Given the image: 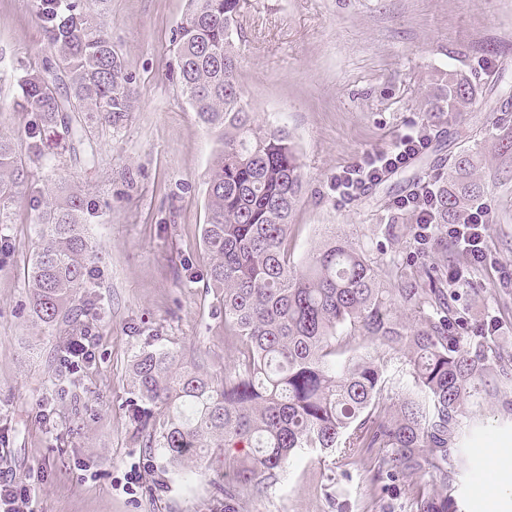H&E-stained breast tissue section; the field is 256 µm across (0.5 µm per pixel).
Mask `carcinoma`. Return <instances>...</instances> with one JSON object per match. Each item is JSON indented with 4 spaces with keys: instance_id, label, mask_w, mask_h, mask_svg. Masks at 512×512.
Instances as JSON below:
<instances>
[{
    "instance_id": "cac0c4a2",
    "label": "carcinoma",
    "mask_w": 512,
    "mask_h": 512,
    "mask_svg": "<svg viewBox=\"0 0 512 512\" xmlns=\"http://www.w3.org/2000/svg\"><path fill=\"white\" fill-rule=\"evenodd\" d=\"M242 2L190 0L173 70L200 123L221 141L208 171L202 242L207 287L233 330L230 364L215 378L167 348L137 355L130 408L142 446L161 449L175 467L203 469L224 457L232 476L224 512H238L243 495L261 492L265 477L304 449L336 452L354 467L366 448L384 450L372 481L399 491L408 512H459L451 491L465 464L464 420L512 384L501 331L487 332L493 319L476 320L460 304L479 300L484 288L474 281L452 288L441 269L412 256L392 262L395 278L385 281L377 258L336 235L301 264L291 261L290 220L305 181L288 130L256 124L240 92L232 32ZM36 12L51 58L19 80L14 104L30 113L25 157L0 132L1 224L61 113L118 126L135 103L126 61L92 23L86 0H36ZM479 95L466 77L448 75L422 125L436 112L474 111ZM478 162L464 150L434 181L433 223L462 224L481 204ZM89 204L67 186L45 200L27 269L32 321L62 326L69 337L82 332L73 303L93 277ZM399 354L410 383L392 414L384 394L396 385L385 370Z\"/></svg>"
}]
</instances>
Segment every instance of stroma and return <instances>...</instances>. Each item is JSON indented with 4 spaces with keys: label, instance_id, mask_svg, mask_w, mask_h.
I'll use <instances>...</instances> for the list:
<instances>
[{
    "label": "stroma",
    "instance_id": "35a3bbf8",
    "mask_svg": "<svg viewBox=\"0 0 512 512\" xmlns=\"http://www.w3.org/2000/svg\"><path fill=\"white\" fill-rule=\"evenodd\" d=\"M189 0H89L88 11L126 59L137 100L120 127L70 114L65 141L44 140L0 224L11 247L0 254V474L38 482L34 512H224V462L203 472L171 467L160 449L138 441L130 411L136 355L176 348L223 376L224 317L207 289L202 244L206 174L220 147L169 78L176 31ZM238 83L257 124L286 127L308 187L291 220L288 249L302 261L327 234L375 253L385 225L394 251L415 250L403 198L447 168L449 158L480 151L478 177L489 211L487 248L496 267L471 270L487 289L481 312L505 324L512 354V160L492 138L512 117V0H246L234 35ZM50 53L34 0H0V129L25 152L26 116L12 107L21 66ZM483 90L480 111L430 127L426 150L353 197L331 183L342 168L387 149L420 126L425 102L448 74ZM87 193L86 234L95 279L79 304L96 334L92 365L60 363L59 335L26 309L24 270L39 243L42 202L58 184ZM470 462L453 492L460 512H512L501 492L512 480V411L493 400L472 409ZM503 463L492 472L488 449ZM380 449L344 478L340 457L306 450L244 495L239 512H382L369 489Z\"/></svg>",
    "mask_w": 512,
    "mask_h": 512
}]
</instances>
